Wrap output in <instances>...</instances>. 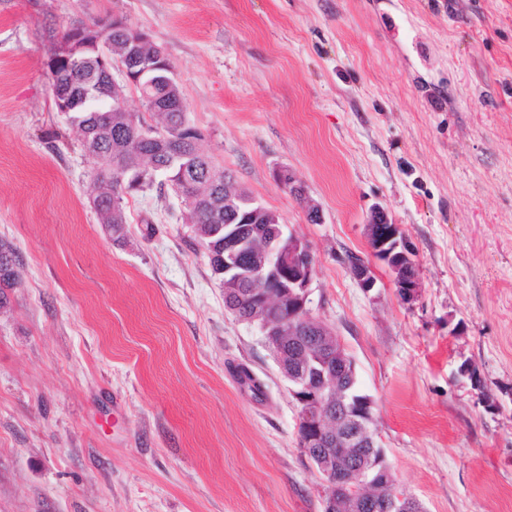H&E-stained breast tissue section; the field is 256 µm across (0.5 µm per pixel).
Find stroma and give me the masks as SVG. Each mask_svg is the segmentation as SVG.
Segmentation results:
<instances>
[{"instance_id":"1","label":"stroma","mask_w":512,"mask_h":512,"mask_svg":"<svg viewBox=\"0 0 512 512\" xmlns=\"http://www.w3.org/2000/svg\"><path fill=\"white\" fill-rule=\"evenodd\" d=\"M115 14L171 60L205 153L310 245L311 314L399 492L512 512V0H0V241L20 260L0 292V512H323L291 385L184 205L153 188L126 197L121 239L98 222L46 72L67 29ZM377 209L415 251L413 303L371 254ZM277 178L282 186L288 188L291 194L305 204L308 221L312 224L322 223L321 210L310 199H308L302 186L298 183L297 178L290 171L286 170H280L277 173Z\"/></svg>"}]
</instances>
